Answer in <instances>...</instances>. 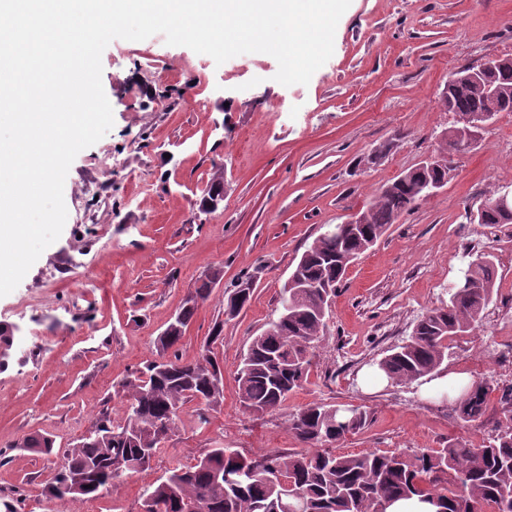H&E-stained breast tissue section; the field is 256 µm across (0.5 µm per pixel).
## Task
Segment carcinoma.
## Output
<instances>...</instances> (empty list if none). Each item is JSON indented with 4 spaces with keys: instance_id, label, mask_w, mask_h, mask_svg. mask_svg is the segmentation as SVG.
<instances>
[{
    "instance_id": "obj_1",
    "label": "carcinoma",
    "mask_w": 512,
    "mask_h": 512,
    "mask_svg": "<svg viewBox=\"0 0 512 512\" xmlns=\"http://www.w3.org/2000/svg\"><path fill=\"white\" fill-rule=\"evenodd\" d=\"M504 89L497 99L485 96L483 85ZM441 100L450 112L501 110L512 112V79L506 71H490L462 91L445 86ZM224 163H212L209 190L224 191ZM420 174L410 170L381 189L363 210L364 223L348 229L327 225L300 256L305 278L322 284L287 294L282 289L276 319L255 336L238 372V396L255 413L279 410L288 394L307 380L315 351L327 330L324 311L346 272L343 259L372 247L400 215L419 202ZM477 222L488 227L512 224V215L487 208ZM247 276L232 285L238 298L226 299L224 315L233 319L252 298ZM212 280L196 283L193 297L182 300L156 339L157 358L119 383L123 415L112 418L103 409L90 436L54 453L55 441L33 435L17 447L55 455L57 464L45 496L62 503L98 497L115 479L150 468L166 437L177 428L181 408L201 398L209 401L212 380L223 376L212 346L224 340V322L212 327L206 348L195 361H184L175 346L200 304L212 294ZM495 268L488 254L470 261L448 291V306L426 312L409 339L390 350L378 364L390 384L408 385L436 371L444 362L452 339L479 327L492 301ZM490 387L475 382L453 405L465 423L484 414ZM370 414L362 407L344 413L334 405L310 404L290 419V430L302 448L248 457L232 448H210L191 466L177 467L145 487L141 504L151 502L158 512H181L186 500L208 506L209 512H276L289 499L297 512H385L399 497L420 496L436 512H512V409L503 413L490 444H451L439 450L366 452L340 455L331 445L362 431ZM166 423L161 437L153 423ZM84 487L72 489L74 476Z\"/></svg>"
}]
</instances>
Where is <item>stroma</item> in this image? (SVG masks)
<instances>
[{
    "instance_id": "stroma-1",
    "label": "stroma",
    "mask_w": 512,
    "mask_h": 512,
    "mask_svg": "<svg viewBox=\"0 0 512 512\" xmlns=\"http://www.w3.org/2000/svg\"><path fill=\"white\" fill-rule=\"evenodd\" d=\"M504 55L512 56V0H351L333 55L305 86L276 82L278 64L264 53L218 65L160 34L112 40L101 61L113 126L69 169L60 237L0 297V323L12 324L15 338L0 369V498L17 512H55L43 494L52 459L17 442L40 434L62 451L101 407L120 418L115 385L154 360L157 336L213 265L223 266L225 285L256 276L249 306L229 320L223 288L214 289L179 346L183 360L196 359L223 321L224 341L214 348L223 403L205 426L197 404H185L149 469L116 479L74 512H140L147 485L209 448L247 456L298 448L289 420L313 403L369 411L368 426L337 444L340 454L490 441L512 384V224L488 228L468 214L512 189V112L497 114L471 152L451 157L446 185L348 268L308 379L279 411L245 409L236 377L252 338L277 317L306 247L458 126V113L440 101L456 71ZM385 144V159L369 162ZM219 159L227 192L204 219L194 202ZM81 205L112 219L80 222ZM482 253L497 271L493 299L442 364L489 383L482 419L461 421L416 382L363 391L362 372L406 341L423 313L447 305L449 285Z\"/></svg>"
}]
</instances>
